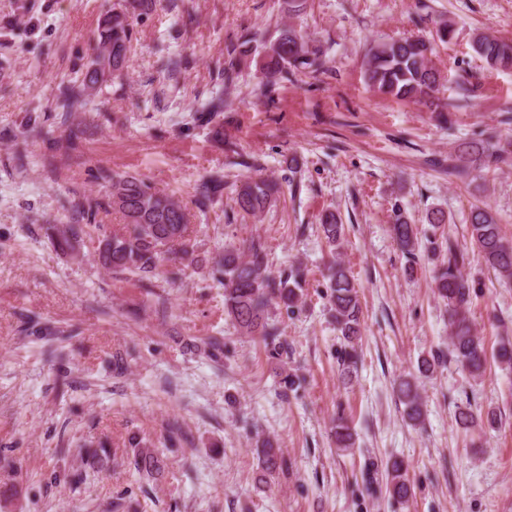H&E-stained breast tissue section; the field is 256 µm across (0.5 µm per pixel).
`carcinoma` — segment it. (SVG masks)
<instances>
[{
    "instance_id": "cac0c4a2",
    "label": "carcinoma",
    "mask_w": 512,
    "mask_h": 512,
    "mask_svg": "<svg viewBox=\"0 0 512 512\" xmlns=\"http://www.w3.org/2000/svg\"><path fill=\"white\" fill-rule=\"evenodd\" d=\"M131 33L126 14L114 13L104 19L100 33L103 51L88 69L82 86L62 89L61 95L65 100L82 96L94 88L107 72L124 66ZM473 49L492 68H512L511 39L479 34L473 40ZM433 51L430 43L419 38L395 39L374 46L367 54L364 79L378 93L400 101L416 102L429 98L441 80L440 72L432 65ZM318 59V50L310 49L298 32L291 28L282 30L264 45L263 69L267 83L262 88V95L267 97L275 92L277 83L289 80L295 72L318 66ZM511 161L512 137L507 136L486 147L470 145L458 150L456 163L448 166V174L464 178L472 170ZM222 185L223 181L218 176L205 181L199 190V206H207ZM277 192L278 186L272 181L247 179L240 186L236 203L246 213L257 216L271 206ZM109 205L122 214L129 229L125 234L102 239L100 254L104 265L146 277L167 255L185 259L194 254L187 214L173 196L127 175L112 179ZM322 229L332 244L344 232L343 224L333 213L324 216ZM468 229L471 245L486 265L500 275L512 277V245L501 234L500 224L488 207L475 206L471 209ZM391 232L401 252L416 258L418 226L398 213ZM85 233V225L69 224L59 239V245L73 249ZM426 249L433 252L440 249L445 253L438 270L437 291L448 304L452 354L469 373L479 375L485 370L487 355L482 341L474 335L468 317L471 287L462 274L468 253L449 237L439 244L428 241ZM219 267L224 270V312L246 333L276 344L280 330L269 321L268 308L274 303H281L288 309L297 305L302 298L300 273L291 272L279 280L270 277L267 253L259 240L251 241L243 250H224ZM326 278L336 329L345 341L340 365L349 372L356 368L359 360L362 307L358 290L349 269L338 258L327 265ZM399 393L408 419L421 421L424 411L415 384L408 379L402 380ZM261 458L263 469L267 471L286 465L281 450L268 441L263 443ZM386 473L389 497L395 501L406 499L410 493V480L404 462H391L386 466Z\"/></svg>"
}]
</instances>
